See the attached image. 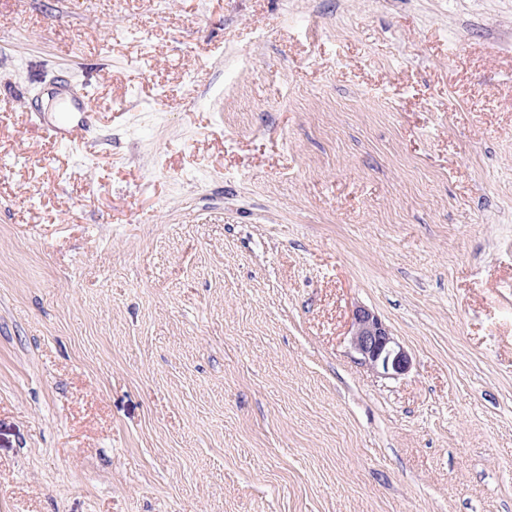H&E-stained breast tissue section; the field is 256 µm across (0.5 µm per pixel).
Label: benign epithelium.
<instances>
[{"label": "benign epithelium", "mask_w": 512, "mask_h": 512, "mask_svg": "<svg viewBox=\"0 0 512 512\" xmlns=\"http://www.w3.org/2000/svg\"><path fill=\"white\" fill-rule=\"evenodd\" d=\"M347 336L361 363L371 370L396 377L410 368L411 359L403 346L369 309L359 306L353 310Z\"/></svg>", "instance_id": "7a95c632"}]
</instances>
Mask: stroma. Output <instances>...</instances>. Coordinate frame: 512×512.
<instances>
[{
  "mask_svg": "<svg viewBox=\"0 0 512 512\" xmlns=\"http://www.w3.org/2000/svg\"><path fill=\"white\" fill-rule=\"evenodd\" d=\"M0 512H512V0H0ZM347 336L361 363L371 370L396 377L410 368L411 359L403 346L369 309L359 306L353 310Z\"/></svg>",
  "mask_w": 512,
  "mask_h": 512,
  "instance_id": "35a3bbf8",
  "label": "stroma"
}]
</instances>
